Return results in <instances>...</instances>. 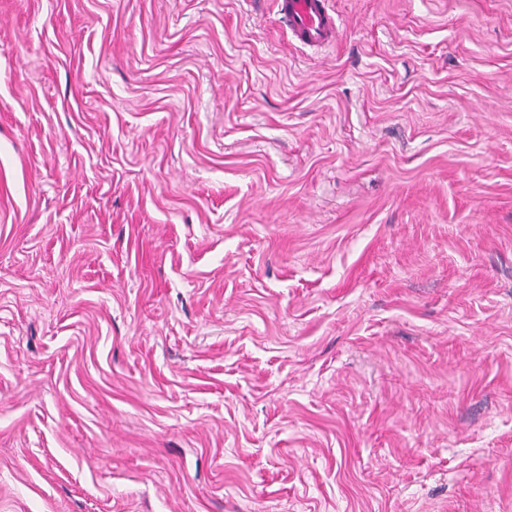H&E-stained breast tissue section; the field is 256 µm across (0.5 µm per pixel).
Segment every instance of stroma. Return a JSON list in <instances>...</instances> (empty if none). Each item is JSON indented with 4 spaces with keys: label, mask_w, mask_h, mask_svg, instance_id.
I'll use <instances>...</instances> for the list:
<instances>
[{
    "label": "stroma",
    "mask_w": 512,
    "mask_h": 512,
    "mask_svg": "<svg viewBox=\"0 0 512 512\" xmlns=\"http://www.w3.org/2000/svg\"><path fill=\"white\" fill-rule=\"evenodd\" d=\"M0 0V512H512V0ZM273 3L300 42L322 47L335 39L336 19L328 0H274Z\"/></svg>",
    "instance_id": "35a3bbf8"
}]
</instances>
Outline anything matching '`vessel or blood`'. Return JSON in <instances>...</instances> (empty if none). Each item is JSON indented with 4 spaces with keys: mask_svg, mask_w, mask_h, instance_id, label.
<instances>
[{
    "mask_svg": "<svg viewBox=\"0 0 512 512\" xmlns=\"http://www.w3.org/2000/svg\"><path fill=\"white\" fill-rule=\"evenodd\" d=\"M279 14L288 24L292 35L314 47L332 43L336 19L328 0H274Z\"/></svg>",
    "mask_w": 512,
    "mask_h": 512,
    "instance_id": "obj_1",
    "label": "vessel or blood"
}]
</instances>
